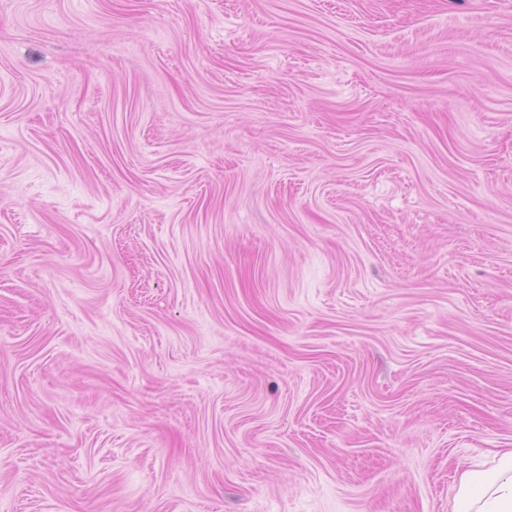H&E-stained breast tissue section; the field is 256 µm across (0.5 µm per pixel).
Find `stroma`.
I'll list each match as a JSON object with an SVG mask.
<instances>
[{"label": "stroma", "mask_w": 512, "mask_h": 512, "mask_svg": "<svg viewBox=\"0 0 512 512\" xmlns=\"http://www.w3.org/2000/svg\"><path fill=\"white\" fill-rule=\"evenodd\" d=\"M512 448V0H0V512H452Z\"/></svg>", "instance_id": "obj_1"}]
</instances>
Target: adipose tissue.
Here are the masks:
<instances>
[{
    "instance_id": "adipose-tissue-1",
    "label": "adipose tissue",
    "mask_w": 512,
    "mask_h": 512,
    "mask_svg": "<svg viewBox=\"0 0 512 512\" xmlns=\"http://www.w3.org/2000/svg\"><path fill=\"white\" fill-rule=\"evenodd\" d=\"M457 499L462 512H512V449L501 452L491 470L462 474Z\"/></svg>"
}]
</instances>
